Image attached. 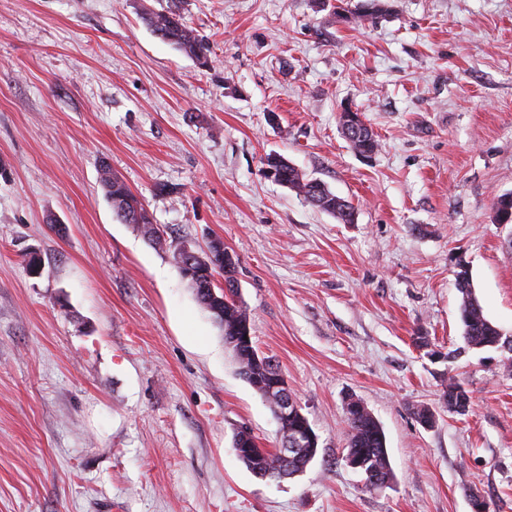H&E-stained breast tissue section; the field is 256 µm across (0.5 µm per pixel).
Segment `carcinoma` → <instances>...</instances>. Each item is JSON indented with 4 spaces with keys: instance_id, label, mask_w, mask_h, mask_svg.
Returning a JSON list of instances; mask_svg holds the SVG:
<instances>
[{
    "instance_id": "1",
    "label": "carcinoma",
    "mask_w": 512,
    "mask_h": 512,
    "mask_svg": "<svg viewBox=\"0 0 512 512\" xmlns=\"http://www.w3.org/2000/svg\"><path fill=\"white\" fill-rule=\"evenodd\" d=\"M366 8L351 15V19L362 22L388 11L387 0H365ZM145 25L161 39L170 42L179 50L194 57L206 67L209 65V46L203 39L187 26L182 16V0H168L167 6L160 11L143 13ZM361 140L353 149L362 153L375 154L379 141L370 125L359 129ZM281 179L288 183V188L305 201L327 212L344 224L352 220L354 206L351 202L336 196L325 184H314L297 168L282 165L277 169ZM100 182L107 198L112 203V210L120 221L134 224L141 233L158 248H163L164 240L156 235L152 218L138 195L112 171L106 161L100 163ZM227 286L217 284L209 277L191 276L188 284L192 288L198 303L207 311L224 333V343L231 345L237 329L246 322H251L250 313L244 303L237 301L239 289L234 287L236 276L224 277ZM457 285L462 295L460 316L463 325V338L466 344L475 349L493 348L499 337L498 328L485 316L483 308L475 296L468 272L457 273ZM238 368L246 375L252 386L268 385L279 364L270 357L261 356L257 351L237 353ZM348 427V447L357 448L364 453L365 470L375 473L378 480L385 483L394 478L386 448V439L379 422L368 410L352 413L346 419ZM240 462L254 476L280 480L282 476L291 475L306 464L304 456L285 460L280 456V449L265 450L262 457L240 459Z\"/></svg>"
}]
</instances>
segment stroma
Wrapping results in <instances>:
<instances>
[{
  "label": "stroma",
  "instance_id": "1",
  "mask_svg": "<svg viewBox=\"0 0 512 512\" xmlns=\"http://www.w3.org/2000/svg\"><path fill=\"white\" fill-rule=\"evenodd\" d=\"M339 2L362 0H183L203 68L142 23L166 0H0V512H471V490L512 512V372L466 350L456 287L463 261L512 336V0H389L363 23ZM272 153L353 223L267 178ZM103 161L165 248L115 217ZM214 237L319 437L292 479L232 447L280 434L172 259ZM352 397L386 437L380 491L343 458ZM448 397L458 399L459 397L468 398L471 400V396L469 394V391L464 387V385L457 380L456 378H449L448 380V386L446 387V391H444V398L446 400V403L448 404ZM467 407V404L464 400H461L459 403L456 404L454 400H450L448 404V409L451 411H457L456 413L459 415H466L471 408V402L469 409L465 412H459L463 411L464 407Z\"/></svg>",
  "mask_w": 512,
  "mask_h": 512
}]
</instances>
